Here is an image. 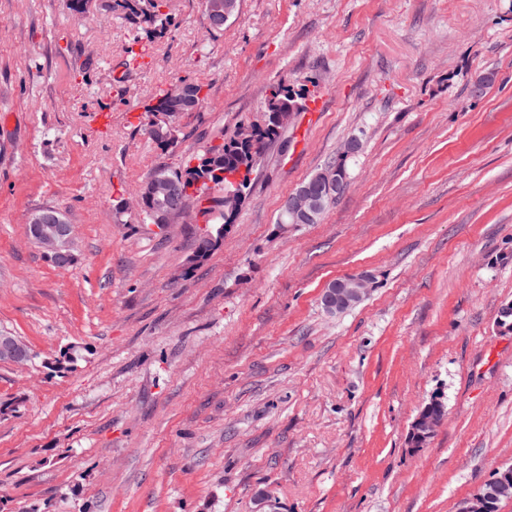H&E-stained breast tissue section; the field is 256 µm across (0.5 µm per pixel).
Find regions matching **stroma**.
Instances as JSON below:
<instances>
[{"label": "stroma", "mask_w": 512, "mask_h": 512, "mask_svg": "<svg viewBox=\"0 0 512 512\" xmlns=\"http://www.w3.org/2000/svg\"><path fill=\"white\" fill-rule=\"evenodd\" d=\"M168 3L151 37L0 0V329L36 354L0 362V512H254L261 489L278 512H458L512 465V0H241L217 31L203 0ZM183 78L208 96L164 151L144 106ZM272 82L321 109L189 267L204 219L161 230L127 201L261 121ZM340 157L320 222L278 223ZM48 207L74 227L64 269L27 235ZM359 274L369 295L325 312ZM436 395L444 422L411 447ZM369 288L370 281L365 275L339 278L324 289L321 304L329 313H340L356 304L351 305L352 302L361 301Z\"/></svg>", "instance_id": "stroma-1"}]
</instances>
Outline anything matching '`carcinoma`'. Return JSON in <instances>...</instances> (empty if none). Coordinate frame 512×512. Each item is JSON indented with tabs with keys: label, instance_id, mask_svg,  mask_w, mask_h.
Returning <instances> with one entry per match:
<instances>
[{
	"label": "carcinoma",
	"instance_id": "carcinoma-1",
	"mask_svg": "<svg viewBox=\"0 0 512 512\" xmlns=\"http://www.w3.org/2000/svg\"><path fill=\"white\" fill-rule=\"evenodd\" d=\"M164 0H113L112 9L121 12L125 19L145 26L149 34H161L167 30L168 14L161 10ZM205 16L210 28L220 30L239 10L240 0H203ZM293 105L303 110L298 94L281 83L268 86L263 123L251 125V133L238 130L221 145L210 146L196 157L197 163L184 169L158 168L150 173L160 183L174 180L178 183L182 202H196L198 212L205 223L217 228L199 239L192 261L198 262L209 256L224 238V225L234 222L238 210L224 209V197H213L217 190L238 191L246 194L250 175L259 163L265 147L275 143L283 126L273 120V114L288 111ZM193 111L186 103L171 98L164 86L154 94L145 106L146 133L162 150L175 146L180 133V120L184 113ZM143 223L164 228L172 223L175 215L158 202L146 200L140 211Z\"/></svg>",
	"mask_w": 512,
	"mask_h": 512
}]
</instances>
